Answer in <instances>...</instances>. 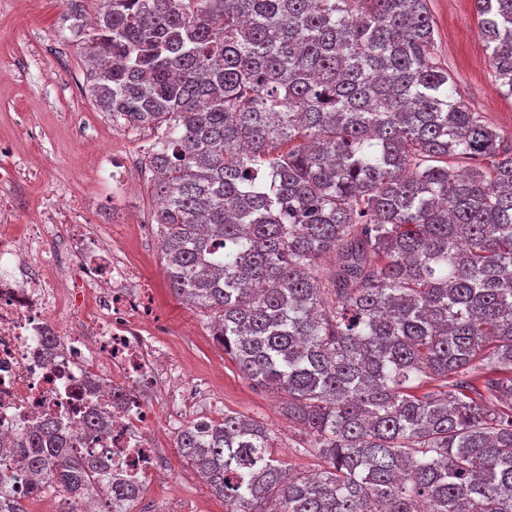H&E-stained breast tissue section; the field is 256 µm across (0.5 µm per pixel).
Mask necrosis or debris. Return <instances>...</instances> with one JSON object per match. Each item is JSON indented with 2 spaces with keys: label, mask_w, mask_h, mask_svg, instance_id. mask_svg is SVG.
<instances>
[{
  "label": "necrosis or debris",
  "mask_w": 512,
  "mask_h": 512,
  "mask_svg": "<svg viewBox=\"0 0 512 512\" xmlns=\"http://www.w3.org/2000/svg\"><path fill=\"white\" fill-rule=\"evenodd\" d=\"M46 230L0 233V441L50 419L109 474L149 488L166 440L210 423L186 411L198 384L155 344L162 324L132 267L88 225L58 250ZM96 411L108 426L89 428Z\"/></svg>",
  "instance_id": "obj_1"
}]
</instances>
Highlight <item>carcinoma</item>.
<instances>
[{
    "instance_id": "1",
    "label": "carcinoma",
    "mask_w": 512,
    "mask_h": 512,
    "mask_svg": "<svg viewBox=\"0 0 512 512\" xmlns=\"http://www.w3.org/2000/svg\"><path fill=\"white\" fill-rule=\"evenodd\" d=\"M475 3L512 96V0ZM79 47L101 111L164 129L170 288L324 462L292 472L237 414L184 429L225 512H512V144L459 95L427 0H98ZM3 457L33 494H141L49 421ZM27 501L0 472V512Z\"/></svg>"
}]
</instances>
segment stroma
<instances>
[{
  "label": "stroma",
  "mask_w": 512,
  "mask_h": 512,
  "mask_svg": "<svg viewBox=\"0 0 512 512\" xmlns=\"http://www.w3.org/2000/svg\"><path fill=\"white\" fill-rule=\"evenodd\" d=\"M437 53L447 65L464 102L512 141V98L495 80L490 51L480 31L473 0H428ZM70 0H0V167L14 179L0 184V197L13 203L1 224H28L48 203L56 186L71 191L60 223L117 224L120 249L154 291L164 329L157 341L185 372L202 380L220 412L260 421L278 453L292 468L316 470L322 460L306 439L289 427L276 394L253 386L213 338L211 317L170 288L162 258V234L151 224L156 199L145 154L120 124L100 112L89 91L87 63L74 36ZM128 161L131 188L114 195L100 168L101 152ZM160 460L171 480L141 494L136 512H224V500L197 474L177 440Z\"/></svg>",
  "instance_id": "stroma-1"
}]
</instances>
